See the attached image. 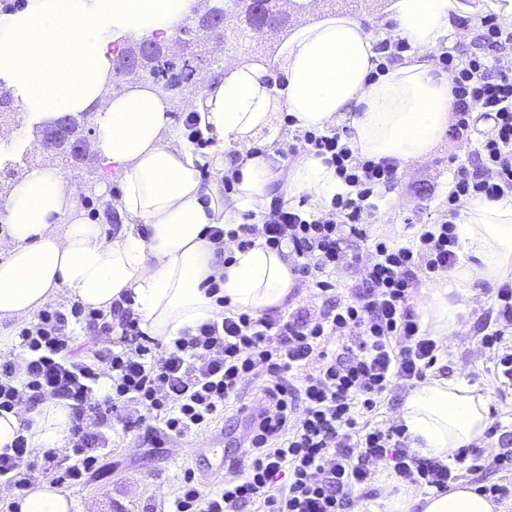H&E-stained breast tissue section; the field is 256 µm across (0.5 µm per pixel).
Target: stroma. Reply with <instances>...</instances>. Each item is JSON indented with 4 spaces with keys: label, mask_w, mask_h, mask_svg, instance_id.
Listing matches in <instances>:
<instances>
[{
    "label": "stroma",
    "mask_w": 512,
    "mask_h": 512,
    "mask_svg": "<svg viewBox=\"0 0 512 512\" xmlns=\"http://www.w3.org/2000/svg\"><path fill=\"white\" fill-rule=\"evenodd\" d=\"M224 6L228 20L221 45L208 43L207 33L200 29L198 19L187 22L191 33L185 52L211 75L219 69L218 57L267 55L274 51L269 35L246 26L242 7L234 6L233 0H224ZM279 6L286 11L287 27L291 30L305 23L314 10L328 14L349 13L363 19L367 29L374 30L386 17L389 0H315L310 7L301 0H280ZM0 89L9 91L14 112L13 118L0 125V137L6 138L8 146L7 153L0 154V200L12 193L23 171L34 166L49 167L77 186L78 208L85 216L116 229L118 222L112 217L110 202L105 196L85 188L86 182L98 174V156L74 157L60 149L43 147L34 133L43 129L44 119L24 107L21 91L7 75H0ZM475 162L474 152L449 133L426 162L402 166L394 186L377 190V202H389L390 207L379 219L375 235L401 240L403 220L408 216L418 225L443 221L448 209V183L454 169L458 164ZM492 295V289H478L477 305L467 314L468 332L449 346L442 367L449 375L463 372L468 383L488 395L491 419L501 425L489 442L490 450L497 452L512 448V388L501 390L490 372V354L479 342V317L490 307ZM235 420V410H227L224 420L204 429L197 437L173 439L161 448L143 447L136 433L115 432L114 447L106 460V473L66 488V495L74 501L72 512H166L169 492L182 469L195 464L194 450L209 449V461L219 463L235 436L231 428Z\"/></svg>",
    "instance_id": "1"
}]
</instances>
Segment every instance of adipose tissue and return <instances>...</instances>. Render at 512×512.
<instances>
[{
  "mask_svg": "<svg viewBox=\"0 0 512 512\" xmlns=\"http://www.w3.org/2000/svg\"><path fill=\"white\" fill-rule=\"evenodd\" d=\"M196 0H33L30 11L9 18L0 42V72L27 91L26 107L53 118L98 107L95 148L104 166L99 189L118 184L112 208L120 228L106 232L76 208L78 190L50 169L28 171L0 215V357L15 338L9 323L31 322L60 289L83 307L110 310L121 293L151 338L168 343L203 321L222 318L224 307L206 294L223 279L229 307L262 313L282 308L297 276L286 253L263 241L248 249L225 241L223 263L206 237L208 227L231 230L245 214L261 216L275 195L307 196L328 213L345 186L334 166L300 154L282 168L274 141L282 118L295 129L324 131L349 121L354 157L423 161L441 144L452 119L453 77L430 53L447 46L461 0H391L382 35L350 15L312 18L276 41L274 58L246 55L225 60L194 109L203 133L224 142L216 167L233 178L234 191L203 182L193 148L170 120L169 100L151 84L104 99L115 49L128 38L166 40L193 15ZM112 17L111 29L99 15ZM384 38L409 45L401 60L378 73ZM460 263L436 285L421 289L417 312L423 330L440 347L463 332L475 283L498 284L512 276V194L475 200L462 210ZM400 419L412 452L447 459L481 442L490 425L489 398L460 375L430 376L407 395ZM70 409L45 399L34 410L0 412V449L25 435L30 454L64 449ZM382 512H499L474 485L455 482L448 492L417 499L391 474L381 479ZM17 512H72V499L34 482L16 498Z\"/></svg>",
  "mask_w": 512,
  "mask_h": 512,
  "instance_id": "1",
  "label": "adipose tissue"
}]
</instances>
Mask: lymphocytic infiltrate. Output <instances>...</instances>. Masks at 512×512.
I'll return each mask as SVG.
<instances>
[{
	"instance_id": "lymphocytic-infiltrate-1",
	"label": "lymphocytic infiltrate",
	"mask_w": 512,
	"mask_h": 512,
	"mask_svg": "<svg viewBox=\"0 0 512 512\" xmlns=\"http://www.w3.org/2000/svg\"><path fill=\"white\" fill-rule=\"evenodd\" d=\"M478 39L484 54L465 57L454 44L438 58L454 77L458 137L468 139L473 113L493 122L476 141L478 168L454 172L446 221L423 225L410 247L370 239L374 188L397 181V162L354 158L345 131L304 132L290 153L324 158L346 187L330 213L313 218L275 199L261 223L213 227L207 237L218 247L229 238L242 250L258 239L288 249L295 272L310 279L321 301L318 312H238L214 281L206 294L223 307V318L162 344L141 329L128 292L107 313L76 302L41 310L17 332V357L0 361V412L48 397L68 401L70 453L49 449L35 461L18 436L11 452L0 454V483L25 491L38 469L54 485L83 484L101 471L114 426L159 446L196 436L233 404L245 427L224 458L223 481L184 469L169 512H243L249 505L254 512H353L359 501L380 497L371 485L380 466L414 488L444 493L468 475L493 500L511 498L512 449L489 458L473 444L446 463L411 453L402 423L372 420L388 394L412 390L439 360L413 302L426 282L456 265L461 206L512 192V74L498 65L512 29L489 16ZM358 240L371 241L369 257L352 250ZM343 267L358 273L344 293L335 280ZM78 327L94 343L81 358ZM480 343L492 353L495 381L512 375V283L496 289ZM247 387L257 409L245 402ZM490 468L504 482L485 483Z\"/></svg>"
}]
</instances>
